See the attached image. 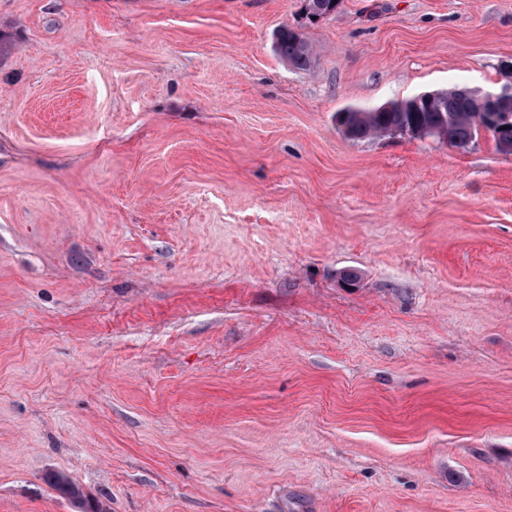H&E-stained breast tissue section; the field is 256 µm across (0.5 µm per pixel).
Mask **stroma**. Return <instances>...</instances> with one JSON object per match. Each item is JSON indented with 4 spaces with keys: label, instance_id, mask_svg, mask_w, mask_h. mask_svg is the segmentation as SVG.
Wrapping results in <instances>:
<instances>
[{
    "label": "stroma",
    "instance_id": "1",
    "mask_svg": "<svg viewBox=\"0 0 512 512\" xmlns=\"http://www.w3.org/2000/svg\"><path fill=\"white\" fill-rule=\"evenodd\" d=\"M505 61L512 0H0V512H512V154L336 126ZM274 51L291 67L309 71L316 65V52L305 35L288 25L274 33Z\"/></svg>",
    "mask_w": 512,
    "mask_h": 512
}]
</instances>
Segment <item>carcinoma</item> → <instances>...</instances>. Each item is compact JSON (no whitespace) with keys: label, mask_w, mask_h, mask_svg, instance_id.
Returning a JSON list of instances; mask_svg holds the SVG:
<instances>
[{"label":"carcinoma","mask_w":512,"mask_h":512,"mask_svg":"<svg viewBox=\"0 0 512 512\" xmlns=\"http://www.w3.org/2000/svg\"><path fill=\"white\" fill-rule=\"evenodd\" d=\"M307 17L325 18L336 13L338 0H302ZM274 51L291 67L309 71L316 65V52L305 35L288 25L274 33ZM338 124L351 139L362 140L394 132L408 133L413 138L437 137L457 148H465L480 132L492 134L499 150L512 153V117L495 120V113L483 112L478 100L455 85L439 91L432 109H411L406 102L394 101L386 109L348 108L337 115ZM53 487L80 501V489L61 474L50 477Z\"/></svg>","instance_id":"1"}]
</instances>
